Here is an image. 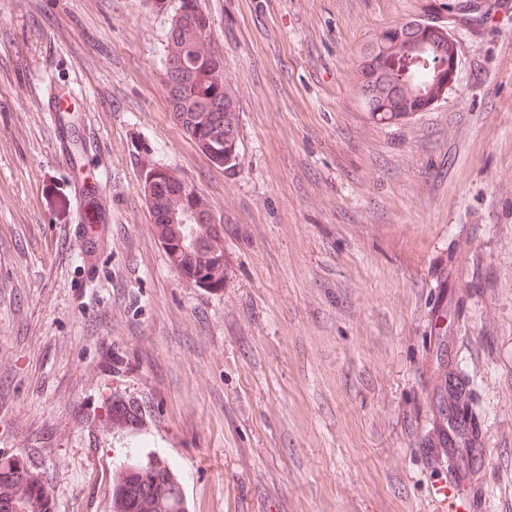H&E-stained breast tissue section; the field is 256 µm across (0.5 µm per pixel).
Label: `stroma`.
Segmentation results:
<instances>
[{
  "mask_svg": "<svg viewBox=\"0 0 512 512\" xmlns=\"http://www.w3.org/2000/svg\"><path fill=\"white\" fill-rule=\"evenodd\" d=\"M501 0H197L239 112L233 167L169 111L178 0H0V458L56 512H111L130 453L179 469L189 512H448L438 407L482 413L455 493L512 512V8ZM413 19L458 80L369 118L358 58ZM75 88L57 117L50 88ZM70 133L108 229L54 160ZM165 168L224 227L223 287L170 263L144 195ZM133 432L104 428L112 404ZM451 398L455 400L457 410L462 418L469 423L470 442L479 439L480 422L479 414L473 404V394L469 388L466 390V384L459 376L449 375L445 380ZM461 386V389L458 387ZM465 387V389H464Z\"/></svg>",
  "mask_w": 512,
  "mask_h": 512,
  "instance_id": "stroma-1",
  "label": "stroma"
}]
</instances>
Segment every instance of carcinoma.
<instances>
[{"label":"carcinoma","mask_w":512,"mask_h":512,"mask_svg":"<svg viewBox=\"0 0 512 512\" xmlns=\"http://www.w3.org/2000/svg\"><path fill=\"white\" fill-rule=\"evenodd\" d=\"M211 30L197 0H180L169 28L166 83L174 121L199 149L230 168L239 149V113L224 86V57L206 52ZM457 59L450 35L422 21L382 30L359 64V89L371 119L397 122L431 106L448 91ZM145 193L153 223L174 267L206 288L224 286V226L198 196L166 169L151 172ZM457 410L479 439V414L462 378L446 379ZM0 512H54L44 473L0 459ZM112 512H186L176 466L167 459L131 458L112 474Z\"/></svg>","instance_id":"carcinoma-1"}]
</instances>
